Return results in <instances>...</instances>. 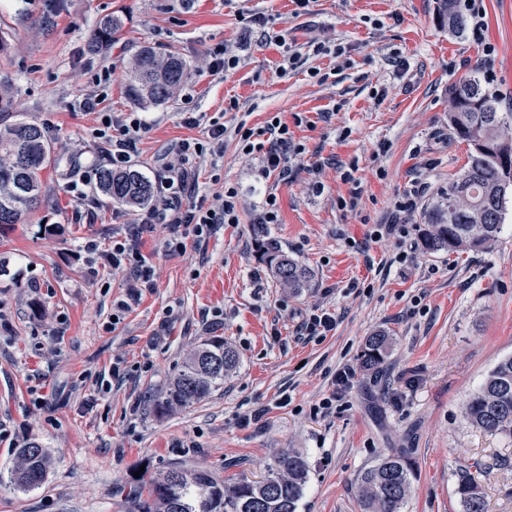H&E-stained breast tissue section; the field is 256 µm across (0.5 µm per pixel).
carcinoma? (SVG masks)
I'll list each match as a JSON object with an SVG mask.
<instances>
[{
	"mask_svg": "<svg viewBox=\"0 0 512 512\" xmlns=\"http://www.w3.org/2000/svg\"><path fill=\"white\" fill-rule=\"evenodd\" d=\"M442 23L454 32L467 26L459 0H438ZM122 22L105 16L92 29L89 51L97 53L112 41ZM187 64L176 51L159 54L141 47L128 70V90L135 102L160 104L182 84ZM449 123L454 135L467 143V162L448 187L436 192L425 210L421 246L428 253L479 250L497 238L509 188L512 187V113L499 111L496 95L476 79L460 84L453 92ZM56 160L55 143L43 127L17 122L0 130V224H18L41 203L43 171ZM98 190L110 202L130 209L144 208L155 200V185L141 171L126 168L99 171ZM258 247L263 261L278 281L293 290L306 288L312 273L291 259L280 242L262 230ZM388 337H366L361 351L364 370L377 375L384 367ZM239 363L235 349L221 336L203 340L188 357L180 373L156 397L148 410L163 415L190 406L211 393L232 375ZM465 418L478 429L512 438V356L494 367L475 390ZM16 481L23 487L41 485L49 468L44 448L31 442L19 449ZM259 481L228 484L210 472L172 467L155 479L136 480L133 490L138 512H298L309 473L307 459L294 451L284 452L265 465ZM479 464L455 470V495L463 512H487L481 489ZM414 477L407 450L393 448L358 475V501L362 512H402Z\"/></svg>",
	"mask_w": 512,
	"mask_h": 512,
	"instance_id": "obj_1",
	"label": "carcinoma"
}]
</instances>
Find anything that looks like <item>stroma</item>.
<instances>
[{
    "label": "stroma",
    "mask_w": 512,
    "mask_h": 512,
    "mask_svg": "<svg viewBox=\"0 0 512 512\" xmlns=\"http://www.w3.org/2000/svg\"><path fill=\"white\" fill-rule=\"evenodd\" d=\"M484 37L454 33L436 0H0V79L16 114L49 130L62 147L45 173L44 201L24 223L0 226V512H136L124 489L138 469L157 477L171 466L201 467L218 479H261L282 452L310 465L300 512H360L357 477L390 449L412 451L415 477L404 512H462L454 494L458 465L479 463L487 512H512V439L469 426L471 393L512 355V201L497 240L454 254L423 251L424 209L467 160L448 124L450 95L467 78L512 112V0H482ZM123 20L106 51L88 50L106 15ZM280 33L285 44L271 42ZM344 47L347 64L313 55L309 45ZM141 44L181 53L188 66L164 104H137L126 92L131 55ZM239 58L212 69L216 47ZM301 68L280 74L284 47ZM111 70L100 106L137 112L148 129L130 167L160 182L185 138H202L211 120L260 130L280 115L304 146L285 176L261 174V159L235 139L222 156L204 154L192 170L209 202L236 186L239 224H221L201 244L170 255L166 224L138 249L154 285L113 320L124 277L100 267L80 246L102 249L137 215L106 203L96 185L94 223L78 219L71 180L107 161L93 130L96 114L79 103ZM198 113L200 125L181 114ZM428 194L402 229L383 233L395 203L414 182ZM279 221L270 236L312 272L310 288H283L260 261L255 221L266 194ZM336 318L324 337L300 335L313 308ZM390 338L383 372L361 370L367 336ZM224 337L237 373L207 398L166 416L148 397L179 373L200 342ZM354 385L331 410L314 412L339 370ZM288 406H280L281 397ZM263 409L260 420L244 415ZM42 445L45 481L13 480L17 451Z\"/></svg>",
    "instance_id": "1"
}]
</instances>
